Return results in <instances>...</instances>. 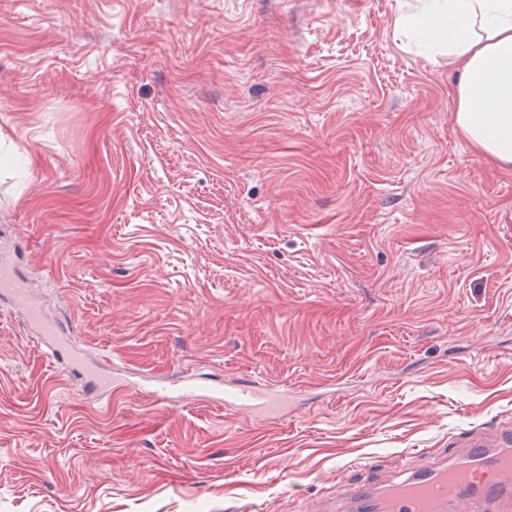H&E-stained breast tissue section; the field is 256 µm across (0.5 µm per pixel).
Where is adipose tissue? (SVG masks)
Instances as JSON below:
<instances>
[{
    "instance_id": "ef3b65f1",
    "label": "adipose tissue",
    "mask_w": 512,
    "mask_h": 512,
    "mask_svg": "<svg viewBox=\"0 0 512 512\" xmlns=\"http://www.w3.org/2000/svg\"><path fill=\"white\" fill-rule=\"evenodd\" d=\"M394 30L456 72L455 125L485 159L512 171V0H415Z\"/></svg>"
}]
</instances>
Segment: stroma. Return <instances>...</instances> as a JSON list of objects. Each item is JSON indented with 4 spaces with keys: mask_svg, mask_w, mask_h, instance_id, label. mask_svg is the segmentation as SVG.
I'll return each mask as SVG.
<instances>
[{
    "mask_svg": "<svg viewBox=\"0 0 512 512\" xmlns=\"http://www.w3.org/2000/svg\"><path fill=\"white\" fill-rule=\"evenodd\" d=\"M405 0H0V235L104 409L0 308V512H317L512 424V174ZM259 376L275 421L155 403Z\"/></svg>",
    "mask_w": 512,
    "mask_h": 512,
    "instance_id": "stroma-1",
    "label": "stroma"
}]
</instances>
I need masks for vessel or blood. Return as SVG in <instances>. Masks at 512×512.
<instances>
[{"label":"vessel or blood","instance_id":"vessel-or-blood-1","mask_svg":"<svg viewBox=\"0 0 512 512\" xmlns=\"http://www.w3.org/2000/svg\"><path fill=\"white\" fill-rule=\"evenodd\" d=\"M21 279L14 250L1 249L0 304L20 312L28 335L52 352L63 371L85 380L107 408L116 392L137 388L133 379L115 383L100 376L83 350L73 345L70 325L45 318L41 302L18 288ZM150 395L158 403L216 399L269 416L279 415L282 405L279 393L253 382L190 385L165 378L153 384ZM326 512H512V426H498L491 442L468 439L462 453L435 457L424 467L350 485L333 498Z\"/></svg>","mask_w":512,"mask_h":512}]
</instances>
